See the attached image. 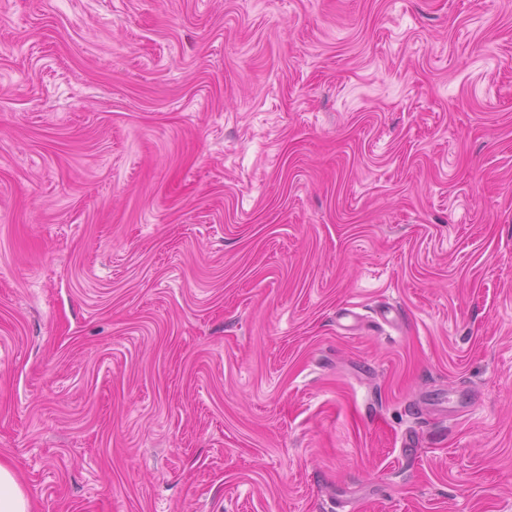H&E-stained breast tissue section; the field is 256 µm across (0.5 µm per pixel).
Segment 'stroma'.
Masks as SVG:
<instances>
[{
	"label": "stroma",
	"mask_w": 512,
	"mask_h": 512,
	"mask_svg": "<svg viewBox=\"0 0 512 512\" xmlns=\"http://www.w3.org/2000/svg\"><path fill=\"white\" fill-rule=\"evenodd\" d=\"M0 462L512 512V0H0Z\"/></svg>",
	"instance_id": "stroma-1"
}]
</instances>
